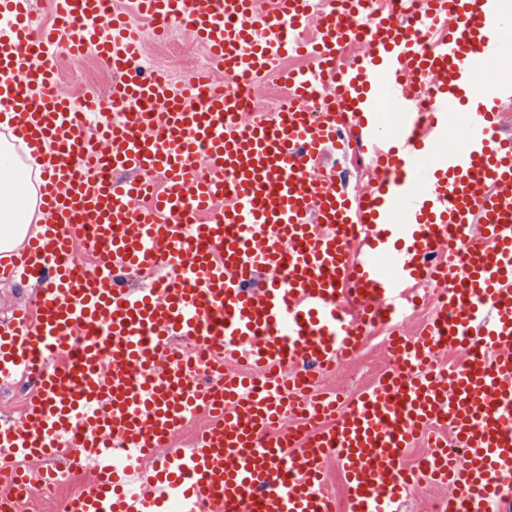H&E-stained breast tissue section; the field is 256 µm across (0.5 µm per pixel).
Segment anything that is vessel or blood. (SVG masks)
<instances>
[{"label":"vessel or blood","mask_w":512,"mask_h":512,"mask_svg":"<svg viewBox=\"0 0 512 512\" xmlns=\"http://www.w3.org/2000/svg\"><path fill=\"white\" fill-rule=\"evenodd\" d=\"M132 2L53 0L44 24L32 0H0V124L40 170L45 216L9 268L48 282L0 324V379L38 378L20 423H0V468L56 461L7 470L9 489L84 476L64 512H398L428 483L453 489L436 512H499L512 495V81L488 74L501 0H407L408 25L380 0ZM137 15L157 39L187 29L210 69L178 88L145 71ZM59 48L112 70L113 113L94 91H57ZM293 55L310 68L277 70ZM217 72L278 75L289 98L243 118ZM472 100L444 149L449 112ZM352 147L375 169L357 195L321 164ZM81 247L93 271L79 272ZM158 269L150 287L116 284ZM447 279L418 333L390 337L397 366L338 408L307 363L333 369ZM457 347L463 365H436ZM209 351L216 386L186 388ZM202 411L191 448L168 451ZM421 443L424 465H406ZM331 462L340 499L324 488Z\"/></svg>","instance_id":"vessel-or-blood-1"}]
</instances>
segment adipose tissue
<instances>
[{"mask_svg": "<svg viewBox=\"0 0 512 512\" xmlns=\"http://www.w3.org/2000/svg\"><path fill=\"white\" fill-rule=\"evenodd\" d=\"M38 172L15 148L0 146V256L9 257L34 233L42 215L36 205Z\"/></svg>", "mask_w": 512, "mask_h": 512, "instance_id": "1", "label": "adipose tissue"}]
</instances>
